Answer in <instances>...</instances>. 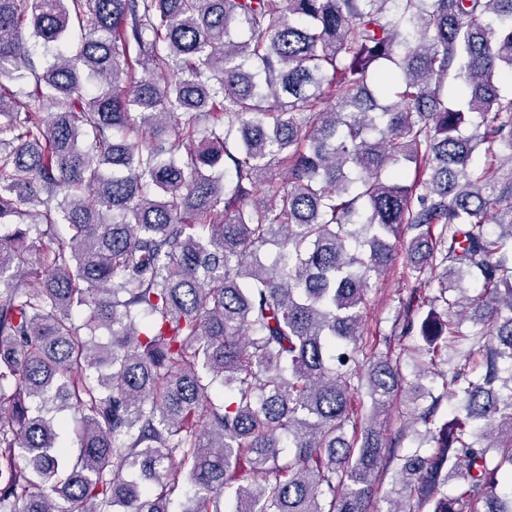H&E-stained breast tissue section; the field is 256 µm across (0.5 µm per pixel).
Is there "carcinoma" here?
<instances>
[{
	"label": "carcinoma",
	"mask_w": 512,
	"mask_h": 512,
	"mask_svg": "<svg viewBox=\"0 0 512 512\" xmlns=\"http://www.w3.org/2000/svg\"><path fill=\"white\" fill-rule=\"evenodd\" d=\"M509 77L512 0H0V512H512ZM407 230L412 380L361 333Z\"/></svg>",
	"instance_id": "obj_1"
}]
</instances>
